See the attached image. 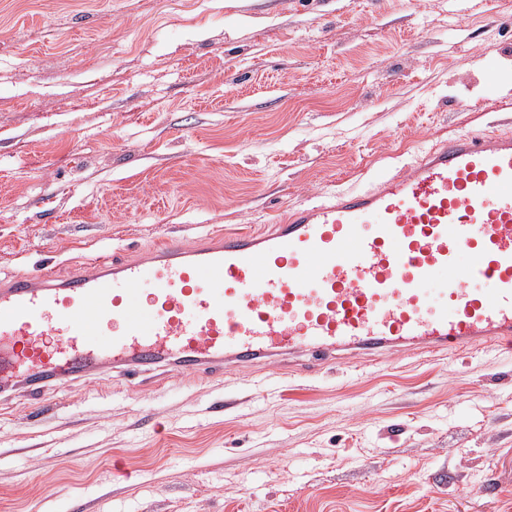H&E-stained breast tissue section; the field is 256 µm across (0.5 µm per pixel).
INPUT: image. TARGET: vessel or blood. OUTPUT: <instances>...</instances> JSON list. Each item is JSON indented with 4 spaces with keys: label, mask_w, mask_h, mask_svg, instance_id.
<instances>
[{
    "label": "vessel or blood",
    "mask_w": 512,
    "mask_h": 512,
    "mask_svg": "<svg viewBox=\"0 0 512 512\" xmlns=\"http://www.w3.org/2000/svg\"><path fill=\"white\" fill-rule=\"evenodd\" d=\"M442 270L436 303L426 286ZM93 324L109 326V342L91 338ZM493 344L512 346L511 132L432 144L371 187L292 209L268 231L220 229L196 247L173 236L62 278L0 277V394L34 399L48 383L115 369Z\"/></svg>",
    "instance_id": "1"
}]
</instances>
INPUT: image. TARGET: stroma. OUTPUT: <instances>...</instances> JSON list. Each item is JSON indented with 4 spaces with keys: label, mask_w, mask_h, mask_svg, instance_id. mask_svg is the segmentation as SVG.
<instances>
[{
    "label": "stroma",
    "mask_w": 512,
    "mask_h": 512,
    "mask_svg": "<svg viewBox=\"0 0 512 512\" xmlns=\"http://www.w3.org/2000/svg\"><path fill=\"white\" fill-rule=\"evenodd\" d=\"M509 95L512 0H0V276L270 224ZM294 362L5 398L0 512H512V352Z\"/></svg>",
    "instance_id": "stroma-1"
}]
</instances>
